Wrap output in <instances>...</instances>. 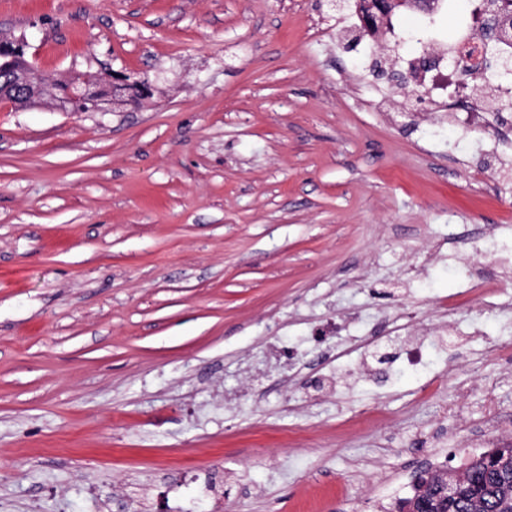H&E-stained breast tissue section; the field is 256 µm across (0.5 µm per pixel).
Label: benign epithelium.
<instances>
[{
	"label": "benign epithelium",
	"mask_w": 512,
	"mask_h": 512,
	"mask_svg": "<svg viewBox=\"0 0 512 512\" xmlns=\"http://www.w3.org/2000/svg\"><path fill=\"white\" fill-rule=\"evenodd\" d=\"M0 50L11 54L12 63L0 70V102L15 106L40 103L49 99L60 112H80L84 105L92 104V111L100 110V104L108 101L114 106L125 103L129 94L143 96L149 87L132 84L124 74L112 75L109 89L102 91L91 87L81 76L70 78L64 90L59 91L49 83L35 63L24 59V48L12 42L0 41Z\"/></svg>",
	"instance_id": "obj_1"
}]
</instances>
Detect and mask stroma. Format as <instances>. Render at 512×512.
<instances>
[{"label": "stroma", "instance_id": "35a3bbf8", "mask_svg": "<svg viewBox=\"0 0 512 512\" xmlns=\"http://www.w3.org/2000/svg\"><path fill=\"white\" fill-rule=\"evenodd\" d=\"M330 0H7L50 80H148L106 112L0 105V512H392L416 471L512 441V309L394 372L243 371L402 311L442 331L454 241L512 298V135L458 132L379 74ZM436 378L432 398L419 387Z\"/></svg>", "mask_w": 512, "mask_h": 512}]
</instances>
